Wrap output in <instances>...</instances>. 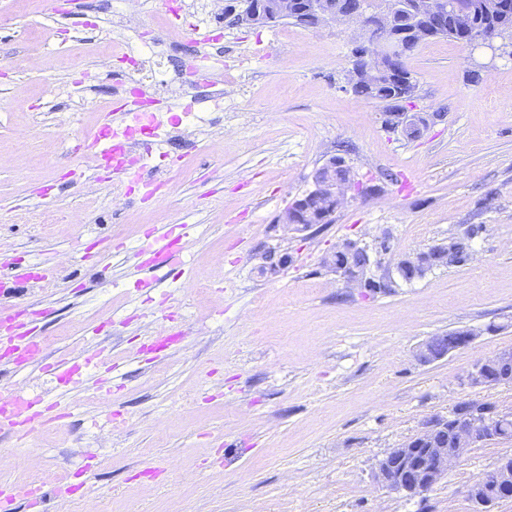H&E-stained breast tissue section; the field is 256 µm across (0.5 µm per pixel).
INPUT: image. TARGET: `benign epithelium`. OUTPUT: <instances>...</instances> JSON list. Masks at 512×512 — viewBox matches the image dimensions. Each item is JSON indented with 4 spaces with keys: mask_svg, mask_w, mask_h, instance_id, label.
Listing matches in <instances>:
<instances>
[{
    "mask_svg": "<svg viewBox=\"0 0 512 512\" xmlns=\"http://www.w3.org/2000/svg\"><path fill=\"white\" fill-rule=\"evenodd\" d=\"M401 9L409 11L411 16V39L407 41L391 31L393 17ZM449 17L456 27L470 31L467 45L493 46L496 36L487 24L474 22L473 12L466 0H385L380 8L372 11L365 7L364 0H358L357 7L351 11L336 7L330 0H246V8L236 15L235 23L261 27L281 20H291L309 27L328 23L357 25L360 35L355 41L348 70V85L354 89L361 84H376L386 72L402 68L419 38L423 37L425 29L440 28V24ZM414 89L412 77L403 76L396 108L384 113L385 124L411 140L421 138L435 120L441 117L439 112L411 111ZM338 169L345 173L344 179L340 181L334 176V171ZM312 182V190L295 197L287 206L283 223L296 227L303 225L299 219V210L307 198L315 199L319 204V213L312 223H329L343 196L352 186L350 167L343 157L334 156L314 172ZM456 335L457 343L450 347L445 346L442 337H431L420 347L417 358L421 361L439 360L475 339V334L468 330H459ZM503 354L501 350L478 360L466 376V384L471 388L487 386L485 368ZM446 423V415L430 416L415 435L399 447L386 452L376 466L375 477L378 482L386 489L407 497H421L448 473L449 467L459 463L471 448L479 443L500 439L495 431V421L474 412L456 424L455 447L448 448L440 444L435 448L432 443L434 435Z\"/></svg>",
    "mask_w": 512,
    "mask_h": 512,
    "instance_id": "7a95c632",
    "label": "benign epithelium"
}]
</instances>
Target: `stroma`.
Returning a JSON list of instances; mask_svg holds the SVG:
<instances>
[{"label": "stroma", "mask_w": 512, "mask_h": 512, "mask_svg": "<svg viewBox=\"0 0 512 512\" xmlns=\"http://www.w3.org/2000/svg\"><path fill=\"white\" fill-rule=\"evenodd\" d=\"M205 29L213 48L196 42ZM355 34L285 21L245 28L230 16L206 27L201 0H183L177 16L159 0L135 12L126 0H69L60 14L49 0H0V253L11 277L37 262L57 276L52 289L19 290L41 311L33 324L50 354L102 348L119 367L86 378L71 417L28 446L0 434V460L54 464L111 512H471L466 488L512 441L478 444L421 499L383 488L374 471L461 400L512 411V383H464L478 359L512 347V48L423 41L406 60L412 107L440 118L410 140L385 125L382 103L349 89ZM133 47L168 53L176 90L144 80L166 115L180 113L189 87L183 60L223 55L229 88L196 134H169L168 156L147 159L161 196L134 193L116 208V181L91 189L78 175L101 117L125 106L120 58ZM476 63L490 69L474 82ZM336 155L353 183L332 222L285 225L288 203ZM39 211L83 221L31 223ZM184 221L198 227L186 268L100 279L107 238L132 249L148 227ZM471 224L483 227L472 263L385 293L346 287L323 263L343 241L372 247L385 235L392 251L372 266L378 276ZM271 254L289 257L275 275ZM141 281L168 297L165 313L138 300ZM151 325L180 341L144 351ZM467 328L478 332L469 347L417 359L430 337Z\"/></svg>", "instance_id": "1"}]
</instances>
